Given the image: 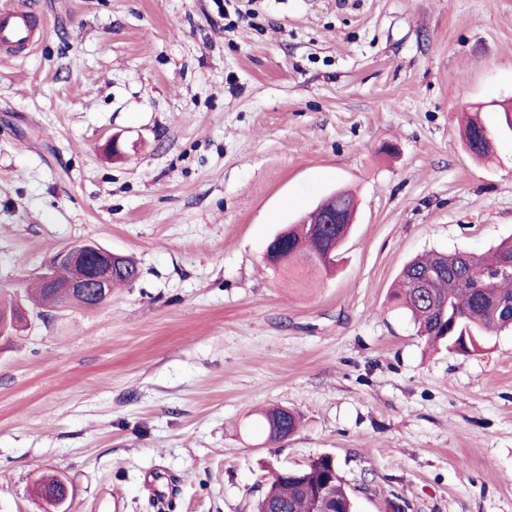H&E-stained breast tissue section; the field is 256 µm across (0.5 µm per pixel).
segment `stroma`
<instances>
[{
	"instance_id": "1",
	"label": "stroma",
	"mask_w": 512,
	"mask_h": 512,
	"mask_svg": "<svg viewBox=\"0 0 512 512\" xmlns=\"http://www.w3.org/2000/svg\"><path fill=\"white\" fill-rule=\"evenodd\" d=\"M31 2L38 46L0 57V294L85 240L140 274L0 339V512H43L53 473L70 512H254L324 454L358 512H512V331L458 354L388 299L411 258L512 236V0ZM338 188L335 272L274 276L269 239ZM269 406L302 419L284 442ZM487 130V128H486ZM485 127L477 119L469 118L465 126V138L469 150L476 155L477 158L487 156L491 152L492 143L488 136L485 137ZM260 421L266 433V440L278 443L293 434L300 425L299 417L282 407L270 408L259 413ZM64 491V485L58 475L43 477L35 486V493L45 504L47 512H63L60 505L65 496Z\"/></svg>"
}]
</instances>
